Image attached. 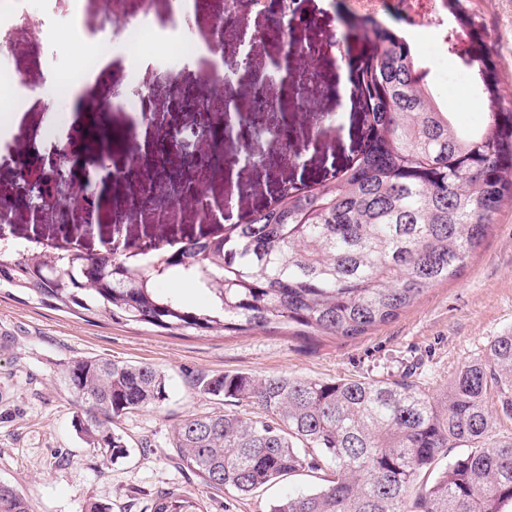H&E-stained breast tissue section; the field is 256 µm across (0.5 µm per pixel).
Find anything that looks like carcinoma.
Here are the masks:
<instances>
[{
    "instance_id": "1",
    "label": "carcinoma",
    "mask_w": 512,
    "mask_h": 512,
    "mask_svg": "<svg viewBox=\"0 0 512 512\" xmlns=\"http://www.w3.org/2000/svg\"><path fill=\"white\" fill-rule=\"evenodd\" d=\"M466 39L486 104L485 125L465 129L442 109L399 30L365 36L357 65L361 141L357 153L311 184L283 181L266 207L235 224L177 234L157 224L122 246L62 249L87 225L35 230L0 242V295L93 323L106 318L169 335L239 334L288 326L303 336H362L395 319L428 289L456 277L486 242L494 217L512 209V82L498 67L479 0H448ZM209 296L186 305L170 278ZM63 383L83 420L80 433L102 460L126 455L113 422L158 409L167 373L150 364L82 356ZM204 393L258 408L190 413L168 447L212 488L239 497L304 471H330L321 487L278 498L269 512H512V440L490 439L512 420V329L456 372L434 396L413 382L320 380L246 373L209 379ZM466 448L417 486L450 448ZM0 512H32L0 482ZM150 512H203L168 491Z\"/></svg>"
}]
</instances>
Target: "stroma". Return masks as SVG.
I'll use <instances>...</instances> for the list:
<instances>
[{
    "mask_svg": "<svg viewBox=\"0 0 512 512\" xmlns=\"http://www.w3.org/2000/svg\"><path fill=\"white\" fill-rule=\"evenodd\" d=\"M489 33L504 74H512V0H482ZM62 47L47 57L38 50L15 58L14 65L35 85L51 88L53 73L68 63ZM181 65L144 56L128 62L122 50L105 51L98 71L69 98L65 142L85 151L87 166L106 158L118 178L101 181L73 173L67 196H99L101 207L92 237L93 248L109 237L114 223L141 229L138 213L118 214L116 201L129 197L132 182L120 175L127 166L124 153L101 152L90 135L89 99H112L125 93L131 80L143 85L165 84L160 104L174 108L180 96L175 79ZM455 58L440 62L448 74L443 107L461 123L474 120L480 96L467 92L453 75ZM341 64L323 51L319 70L329 89L323 111L335 114L337 125L321 124L313 113L290 112L286 118L296 141L304 143L294 167L238 169L235 178L212 183L209 194L233 198L234 218L269 204L283 180L313 182L331 165L343 164L359 144L356 101L339 93ZM512 328V210H503L484 245L457 278L431 288L400 316L367 334L340 339L308 338L287 329H255L237 336H170L143 326H124L102 319L84 322L72 315L14 299L0 298V482L15 487L34 512H86L88 503L112 512H146L149 499L160 491L177 490L198 497L205 512H268L269 501L318 484L313 473L290 477L276 486L240 498L213 489L175 459L167 446L172 427L191 412H237L240 404L221 401L201 391L206 380L221 374L256 377L291 375L311 379L363 378L417 382L439 395L465 362L479 356L501 331ZM106 356L131 364L148 363L170 378L169 399L161 409L122 416L113 429L128 445L126 457L102 464L95 450L78 433L80 411L61 383L71 360Z\"/></svg>",
    "mask_w": 512,
    "mask_h": 512,
    "instance_id": "1",
    "label": "stroma"
}]
</instances>
